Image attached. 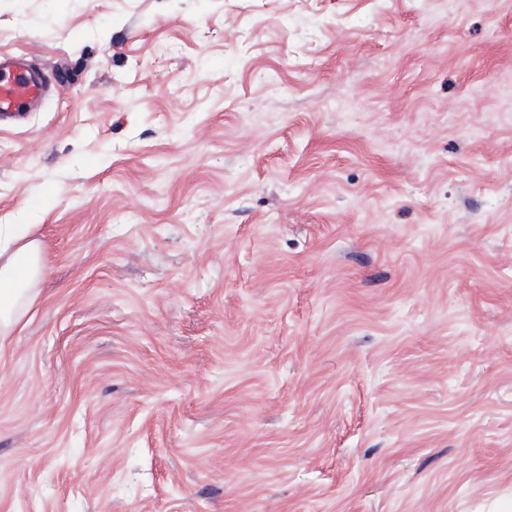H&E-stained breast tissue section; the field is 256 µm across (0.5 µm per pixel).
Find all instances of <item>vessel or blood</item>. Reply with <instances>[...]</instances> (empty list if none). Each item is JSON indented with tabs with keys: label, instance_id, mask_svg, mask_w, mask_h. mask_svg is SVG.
Returning a JSON list of instances; mask_svg holds the SVG:
<instances>
[{
	"label": "vessel or blood",
	"instance_id": "1",
	"mask_svg": "<svg viewBox=\"0 0 512 512\" xmlns=\"http://www.w3.org/2000/svg\"><path fill=\"white\" fill-rule=\"evenodd\" d=\"M46 91L42 72L26 55L0 53V123L23 119Z\"/></svg>",
	"mask_w": 512,
	"mask_h": 512
}]
</instances>
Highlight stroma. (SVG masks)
Masks as SVG:
<instances>
[{"label": "stroma", "mask_w": 512, "mask_h": 512, "mask_svg": "<svg viewBox=\"0 0 512 512\" xmlns=\"http://www.w3.org/2000/svg\"><path fill=\"white\" fill-rule=\"evenodd\" d=\"M0 51V512L512 501V0H0ZM43 73L25 54L0 53V125L23 119L45 97ZM45 264L41 243L19 231L15 224L0 225V328L1 335L17 320L23 301L32 305V280L42 275Z\"/></svg>", "instance_id": "35a3bbf8"}]
</instances>
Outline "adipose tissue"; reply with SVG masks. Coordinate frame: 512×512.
Instances as JSON below:
<instances>
[{
	"label": "adipose tissue",
	"instance_id": "obj_1",
	"mask_svg": "<svg viewBox=\"0 0 512 512\" xmlns=\"http://www.w3.org/2000/svg\"><path fill=\"white\" fill-rule=\"evenodd\" d=\"M42 246L15 225H0V328L9 329L17 320L22 302H33L29 286L42 275Z\"/></svg>",
	"mask_w": 512,
	"mask_h": 512
}]
</instances>
